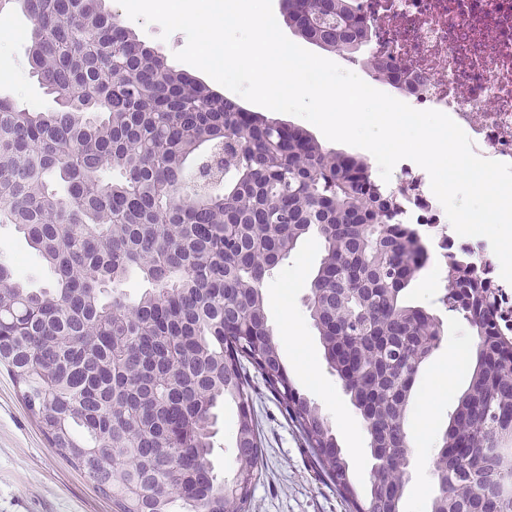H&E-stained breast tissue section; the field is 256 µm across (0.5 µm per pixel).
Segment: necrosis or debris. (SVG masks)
<instances>
[{"mask_svg": "<svg viewBox=\"0 0 512 512\" xmlns=\"http://www.w3.org/2000/svg\"><path fill=\"white\" fill-rule=\"evenodd\" d=\"M369 26L367 55L393 62L392 97L417 110L448 114L483 158L512 164V0H356ZM420 72L425 85L408 87ZM393 193L404 203L411 227L440 276L467 260L497 295L494 319L512 330V284L500 274L482 239L459 236L424 172L400 162Z\"/></svg>", "mask_w": 512, "mask_h": 512, "instance_id": "1", "label": "necrosis or debris"}]
</instances>
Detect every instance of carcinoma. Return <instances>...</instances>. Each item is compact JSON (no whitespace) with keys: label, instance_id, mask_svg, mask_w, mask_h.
Segmentation results:
<instances>
[{"label":"carcinoma","instance_id":"1","mask_svg":"<svg viewBox=\"0 0 512 512\" xmlns=\"http://www.w3.org/2000/svg\"><path fill=\"white\" fill-rule=\"evenodd\" d=\"M33 24L32 74L58 107L0 98V224L51 275L29 288L0 261V364L51 447L117 512H245L260 439L245 364L296 424L351 512H399L407 422L443 323L407 300L420 250L402 202L368 165L240 107L169 67L105 0H0ZM301 37L355 54L368 36L351 0H283ZM116 172L106 181L102 173ZM324 255L309 317L358 411L374 463L359 499L327 419L292 385L264 284L307 235ZM149 288L120 290L131 274ZM449 301L477 345L433 462L430 512H512V336L495 291L448 266ZM236 406L234 475L212 467L216 409ZM500 454L487 459L482 448ZM492 473L478 488L471 476Z\"/></svg>","mask_w":512,"mask_h":512}]
</instances>
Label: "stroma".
Listing matches in <instances>:
<instances>
[{
    "mask_svg": "<svg viewBox=\"0 0 512 512\" xmlns=\"http://www.w3.org/2000/svg\"><path fill=\"white\" fill-rule=\"evenodd\" d=\"M21 35L0 49V67L9 74L0 77V96L31 111L54 106L32 78L26 59L31 21L20 11L10 13ZM131 28L148 46L163 56L168 65L182 69L174 54L187 38L182 32L162 37L159 25L129 21ZM321 240L304 238L289 259L272 271L265 283L268 323L278 342L283 365L294 387L314 401L327 419L344 459L349 465L353 488L366 497L372 459L368 436L341 383L326 364L317 330L305 307L310 281L322 258ZM0 259L23 262V276L33 288H45L51 277L41 258L27 245L11 224H0ZM443 287L432 286L428 270H421L408 291L410 301L437 315L445 334L431 357L422 365L416 393L431 384L433 373L448 357L452 347L468 340L471 329L459 313L445 308L440 298ZM304 328L307 355L316 365V382L301 375L297 360L288 349L290 324ZM253 411L261 439L262 462L251 492L249 512H349L345 500L321 472L298 431L277 398L267 389L257 372H250ZM215 448L211 460L223 475H231L235 457V406L219 408ZM438 491L432 463L421 449H414L408 480L402 491L401 512H429ZM0 512H114L109 498L102 495L83 473L52 448L30 418L14 381L0 369Z\"/></svg>",
    "mask_w": 512,
    "mask_h": 512,
    "instance_id": "stroma-1",
    "label": "stroma"
}]
</instances>
